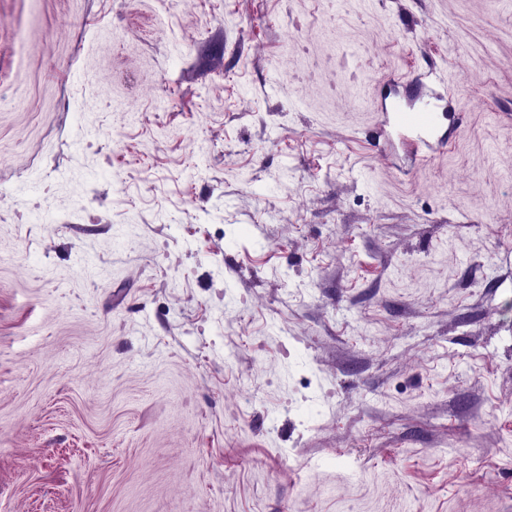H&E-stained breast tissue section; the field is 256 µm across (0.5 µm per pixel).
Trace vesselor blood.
Segmentation results:
<instances>
[{"mask_svg": "<svg viewBox=\"0 0 512 512\" xmlns=\"http://www.w3.org/2000/svg\"><path fill=\"white\" fill-rule=\"evenodd\" d=\"M454 118L452 104H429L416 110L396 108L387 115L386 122L392 131L398 134L408 155L421 160L431 148V138L443 128L445 122Z\"/></svg>", "mask_w": 512, "mask_h": 512, "instance_id": "obj_1", "label": "vessel or blood"}]
</instances>
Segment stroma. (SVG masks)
<instances>
[{
	"label": "stroma",
	"instance_id": "obj_1",
	"mask_svg": "<svg viewBox=\"0 0 512 512\" xmlns=\"http://www.w3.org/2000/svg\"><path fill=\"white\" fill-rule=\"evenodd\" d=\"M0 512H512V0H0ZM455 114L453 105L448 101L444 106L427 104L417 110L398 107L387 115L385 122L398 134L408 155L422 161L427 157V151L432 149L429 140L443 128L447 120L449 141Z\"/></svg>",
	"mask_w": 512,
	"mask_h": 512
}]
</instances>
